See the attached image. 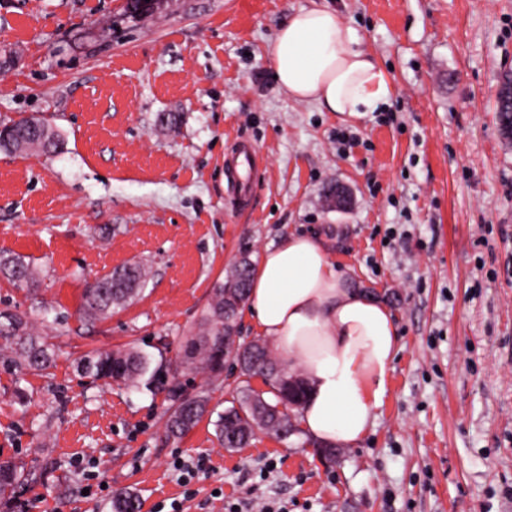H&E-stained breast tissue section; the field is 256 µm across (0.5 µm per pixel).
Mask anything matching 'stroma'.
Wrapping results in <instances>:
<instances>
[{"label":"stroma","mask_w":512,"mask_h":512,"mask_svg":"<svg viewBox=\"0 0 512 512\" xmlns=\"http://www.w3.org/2000/svg\"><path fill=\"white\" fill-rule=\"evenodd\" d=\"M315 1L392 75L389 106L348 117L278 87L274 36ZM510 73L512 0H0V125L35 115L62 141L0 151V252L41 280L34 297L0 280V310L28 313L58 353L46 374L0 361V459L34 474L16 512H112L123 488L140 512H512V138L495 112ZM241 143L257 164L244 203ZM336 183L343 210L325 202ZM291 231L333 236L398 321L375 424L331 461L298 429L222 447L238 371L179 366L211 288ZM133 263L150 271L139 295L81 320L86 283ZM128 345L169 370L136 388L77 373L82 353ZM174 383L208 389L211 410L175 441ZM202 456L183 485L174 460ZM92 476L106 488L83 494Z\"/></svg>","instance_id":"1"}]
</instances>
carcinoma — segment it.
Masks as SVG:
<instances>
[{
    "instance_id": "cac0c4a2",
    "label": "carcinoma",
    "mask_w": 512,
    "mask_h": 512,
    "mask_svg": "<svg viewBox=\"0 0 512 512\" xmlns=\"http://www.w3.org/2000/svg\"><path fill=\"white\" fill-rule=\"evenodd\" d=\"M495 112L499 125L512 124L511 75L502 81ZM60 146L58 134L37 117L21 118L4 126L0 132V149L7 152L37 149L50 154L57 152ZM251 271L250 258L243 256L226 280L211 290L200 327L184 345L183 363L190 369L215 378L221 376L225 356L231 353L234 343L233 339L224 336V318L237 320L239 309L247 298ZM0 277L17 288L34 291L39 287L35 269L22 257L10 253H0ZM146 277L144 266L134 264L97 278L84 289L81 313L88 319L99 320L112 314L113 310L125 307L139 294ZM0 340L9 351L4 362L18 374L45 371L55 361L54 345L35 332L24 313L0 312ZM235 362L245 380L236 399L239 407L225 409L216 421V435L221 445L243 448L255 435L251 422L256 417L248 407L252 401L263 408V429L275 434L290 432L288 410L301 403L305 389L299 384L293 392H288V380L300 381L302 377L287 363L276 359L262 339L238 343ZM163 369V363L152 365L150 357L134 347L113 351L91 349L77 362V370L84 378L128 385L137 383L147 374L155 379ZM255 376L263 377L265 384L271 387L274 401H268L250 387L249 379ZM208 413L204 395L187 398L178 394L177 389H172V404L167 409L165 423L167 437H184ZM30 476L31 471L24 463L0 459V512H14L13 503L18 489L29 481ZM112 508L113 512H139L138 498L129 491L120 492L113 496Z\"/></svg>"
}]
</instances>
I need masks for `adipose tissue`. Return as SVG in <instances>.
<instances>
[{
	"label": "adipose tissue",
	"instance_id": "1",
	"mask_svg": "<svg viewBox=\"0 0 512 512\" xmlns=\"http://www.w3.org/2000/svg\"><path fill=\"white\" fill-rule=\"evenodd\" d=\"M270 55L279 86L326 112L359 117L392 95L390 74L326 6L294 12ZM246 314L308 381L295 410L303 434L322 446H357L383 403L400 350L389 305L353 284L334 262L327 238L292 232L263 249Z\"/></svg>",
	"mask_w": 512,
	"mask_h": 512
}]
</instances>
